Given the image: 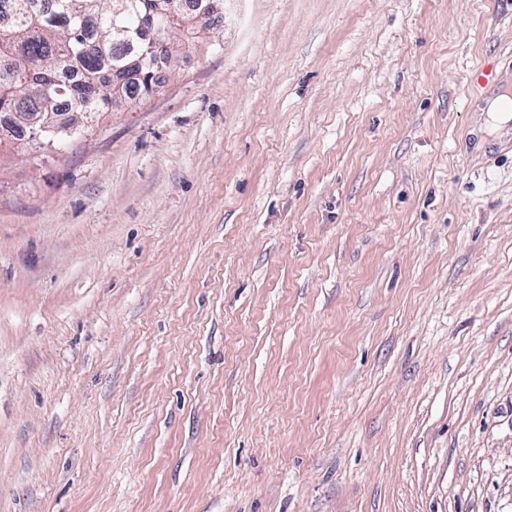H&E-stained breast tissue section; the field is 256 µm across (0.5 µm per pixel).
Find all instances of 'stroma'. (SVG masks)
<instances>
[{"mask_svg":"<svg viewBox=\"0 0 512 512\" xmlns=\"http://www.w3.org/2000/svg\"><path fill=\"white\" fill-rule=\"evenodd\" d=\"M0 157V512H512V0H224Z\"/></svg>","mask_w":512,"mask_h":512,"instance_id":"obj_1","label":"stroma"}]
</instances>
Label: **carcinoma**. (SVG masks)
Here are the masks:
<instances>
[{
    "mask_svg": "<svg viewBox=\"0 0 512 512\" xmlns=\"http://www.w3.org/2000/svg\"><path fill=\"white\" fill-rule=\"evenodd\" d=\"M195 13L173 11L169 0H0V57L12 66L0 72V114L20 116L0 128V152L26 133L53 150L90 132L81 124L68 131L44 129L38 117L71 102L77 117L107 112L112 76L126 77L122 89L130 101L143 99L138 74L150 75L159 62L171 63L175 45L214 28L223 18V0H197Z\"/></svg>",
    "mask_w": 512,
    "mask_h": 512,
    "instance_id": "1",
    "label": "carcinoma"
}]
</instances>
